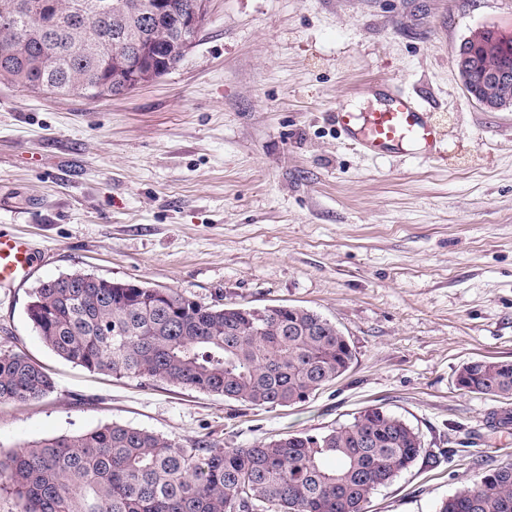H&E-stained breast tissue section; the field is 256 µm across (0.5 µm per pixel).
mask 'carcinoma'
<instances>
[{"label": "carcinoma", "mask_w": 512, "mask_h": 512, "mask_svg": "<svg viewBox=\"0 0 512 512\" xmlns=\"http://www.w3.org/2000/svg\"><path fill=\"white\" fill-rule=\"evenodd\" d=\"M134 0H0L21 3L15 35L1 30L0 83L29 93L99 99L112 57L141 29ZM169 46L164 65L184 59L165 19L152 30ZM204 305L165 288L75 271L41 283L27 315L60 358L115 377L163 381L272 408L302 402L343 376L355 358L347 337L320 314L296 306ZM456 385L512 400V361L464 363ZM54 389L39 365L0 349V403L40 399ZM437 455L418 429L377 406L354 422L286 434L247 448H187L130 425L35 442L0 460V490L21 512H364L370 496L417 462ZM436 512H512V467L482 476L442 500Z\"/></svg>", "instance_id": "carcinoma-1"}]
</instances>
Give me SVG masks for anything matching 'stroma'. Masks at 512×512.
I'll use <instances>...</instances> for the list:
<instances>
[{
	"label": "stroma",
	"instance_id": "stroma-1",
	"mask_svg": "<svg viewBox=\"0 0 512 512\" xmlns=\"http://www.w3.org/2000/svg\"><path fill=\"white\" fill-rule=\"evenodd\" d=\"M479 26L512 35V0H212L182 63L126 95L0 84V230L34 247L29 276L0 288V347L54 381L39 400L0 404V458L112 422L249 447L378 406L445 455L379 488L365 512H435L512 464V429L491 425L498 401L456 385L471 359L512 360V112L483 111L455 62ZM366 82L439 113L440 155L347 145L332 113L359 106ZM74 271L208 305L304 307L355 359L275 409L92 373L26 314L40 283Z\"/></svg>",
	"mask_w": 512,
	"mask_h": 512
}]
</instances>
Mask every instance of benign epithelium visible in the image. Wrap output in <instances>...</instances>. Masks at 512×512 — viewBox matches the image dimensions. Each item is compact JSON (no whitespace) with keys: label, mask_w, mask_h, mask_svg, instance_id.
Instances as JSON below:
<instances>
[{"label":"benign epithelium","mask_w":512,"mask_h":512,"mask_svg":"<svg viewBox=\"0 0 512 512\" xmlns=\"http://www.w3.org/2000/svg\"><path fill=\"white\" fill-rule=\"evenodd\" d=\"M211 0H195L184 12L177 16L178 25L185 35L184 43H189L206 26L210 16ZM497 51L495 40L483 28L473 30L460 44L456 56L459 60L457 76L464 89L475 92L474 100L488 112L512 111V68L500 65L493 68L480 66V58ZM115 84L126 91L138 88L143 79L141 55L131 49H121L112 54V72L107 85Z\"/></svg>","instance_id":"7a95c632"}]
</instances>
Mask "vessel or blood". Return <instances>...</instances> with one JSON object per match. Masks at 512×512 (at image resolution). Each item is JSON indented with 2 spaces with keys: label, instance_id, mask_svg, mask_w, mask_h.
<instances>
[{
  "label": "vessel or blood",
  "instance_id": "vessel-or-blood-1",
  "mask_svg": "<svg viewBox=\"0 0 512 512\" xmlns=\"http://www.w3.org/2000/svg\"><path fill=\"white\" fill-rule=\"evenodd\" d=\"M334 120L345 142L370 156L424 159L440 149L442 132L433 114L400 89L367 91L365 107L339 106ZM33 253L26 237L0 232V285L24 277Z\"/></svg>",
  "mask_w": 512,
  "mask_h": 512
}]
</instances>
